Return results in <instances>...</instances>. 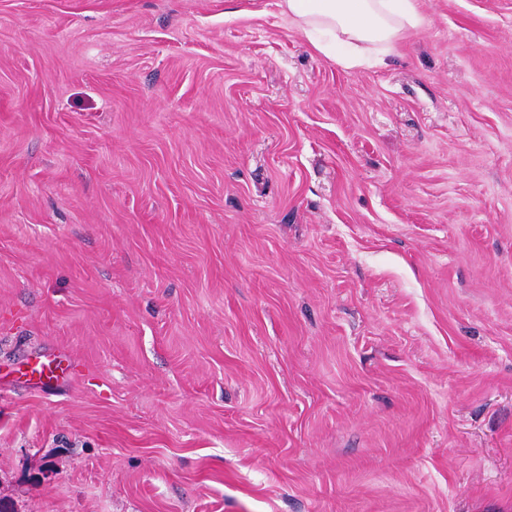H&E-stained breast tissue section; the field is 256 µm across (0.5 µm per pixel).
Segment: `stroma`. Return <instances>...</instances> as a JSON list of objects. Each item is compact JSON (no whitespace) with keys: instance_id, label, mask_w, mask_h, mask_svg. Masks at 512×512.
Listing matches in <instances>:
<instances>
[{"instance_id":"obj_1","label":"stroma","mask_w":512,"mask_h":512,"mask_svg":"<svg viewBox=\"0 0 512 512\" xmlns=\"http://www.w3.org/2000/svg\"><path fill=\"white\" fill-rule=\"evenodd\" d=\"M278 3L0 0L15 512H512V0ZM281 12L319 54L357 68L382 62L398 42L420 30L425 17L418 0H280Z\"/></svg>"}]
</instances>
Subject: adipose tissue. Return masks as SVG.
Here are the masks:
<instances>
[{"mask_svg":"<svg viewBox=\"0 0 512 512\" xmlns=\"http://www.w3.org/2000/svg\"><path fill=\"white\" fill-rule=\"evenodd\" d=\"M280 7L316 52L347 68L383 61L425 23L418 0H280Z\"/></svg>","mask_w":512,"mask_h":512,"instance_id":"obj_1","label":"adipose tissue"}]
</instances>
